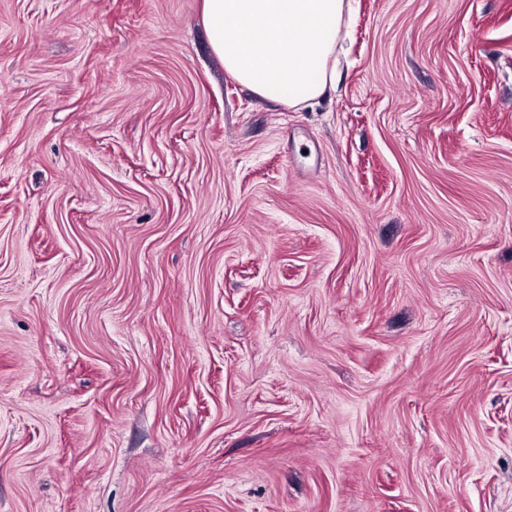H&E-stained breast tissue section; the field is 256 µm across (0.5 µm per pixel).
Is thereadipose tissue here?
Returning a JSON list of instances; mask_svg holds the SVG:
<instances>
[{
  "instance_id": "1",
  "label": "adipose tissue",
  "mask_w": 512,
  "mask_h": 512,
  "mask_svg": "<svg viewBox=\"0 0 512 512\" xmlns=\"http://www.w3.org/2000/svg\"><path fill=\"white\" fill-rule=\"evenodd\" d=\"M353 0H203L213 52L253 93L299 107L336 88Z\"/></svg>"
}]
</instances>
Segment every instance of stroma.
Instances as JSON below:
<instances>
[{
	"label": "stroma",
	"mask_w": 512,
	"mask_h": 512,
	"mask_svg": "<svg viewBox=\"0 0 512 512\" xmlns=\"http://www.w3.org/2000/svg\"><path fill=\"white\" fill-rule=\"evenodd\" d=\"M358 3L0 0V512H512V0ZM354 2L203 0V17L228 74L265 99L299 107L336 90V52Z\"/></svg>",
	"instance_id": "stroma-1"
}]
</instances>
